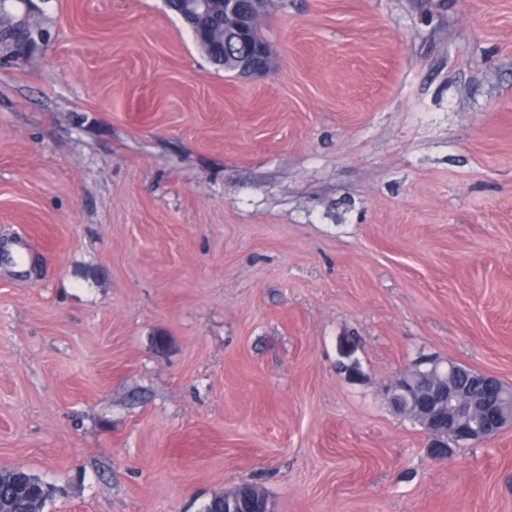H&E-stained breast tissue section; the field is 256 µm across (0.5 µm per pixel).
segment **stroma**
<instances>
[{
	"mask_svg": "<svg viewBox=\"0 0 512 512\" xmlns=\"http://www.w3.org/2000/svg\"><path fill=\"white\" fill-rule=\"evenodd\" d=\"M0 8V467L44 512H512V429L438 457L384 397L512 385V0H269L249 80L167 0ZM239 492L243 502L242 507L245 508L246 511L270 512L269 501L264 491L259 487L250 484L238 486L231 492H225L221 495L215 496L205 506L203 512H225V500L230 499L231 497H237Z\"/></svg>",
	"mask_w": 512,
	"mask_h": 512,
	"instance_id": "obj_1",
	"label": "stroma"
}]
</instances>
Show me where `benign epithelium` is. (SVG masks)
Segmentation results:
<instances>
[{"label": "benign epithelium", "mask_w": 512, "mask_h": 512, "mask_svg": "<svg viewBox=\"0 0 512 512\" xmlns=\"http://www.w3.org/2000/svg\"><path fill=\"white\" fill-rule=\"evenodd\" d=\"M229 16L234 39L243 49L237 74L243 79L265 77L271 72L267 65L269 46L249 41L252 20L263 13L266 0H231ZM180 16L195 41L209 42L214 17L205 0H186ZM481 382L492 397L476 395L469 384ZM385 394L398 412L408 415L415 409L421 414L423 429L433 434L443 421L448 433L466 445L484 443L507 428H512V387L499 378L476 371L454 361L422 358L387 386Z\"/></svg>", "instance_id": "obj_1"}]
</instances>
